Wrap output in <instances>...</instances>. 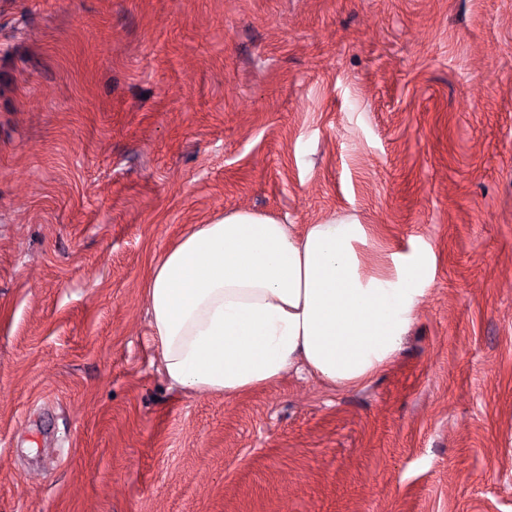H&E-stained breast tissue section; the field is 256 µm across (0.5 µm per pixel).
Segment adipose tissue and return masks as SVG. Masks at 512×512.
Here are the masks:
<instances>
[{
	"label": "adipose tissue",
	"mask_w": 512,
	"mask_h": 512,
	"mask_svg": "<svg viewBox=\"0 0 512 512\" xmlns=\"http://www.w3.org/2000/svg\"><path fill=\"white\" fill-rule=\"evenodd\" d=\"M358 220L301 233L234 211L194 225L156 262L146 296L160 364L185 392L235 395L295 366L338 387L379 372L424 295L422 263L366 274Z\"/></svg>",
	"instance_id": "obj_1"
}]
</instances>
